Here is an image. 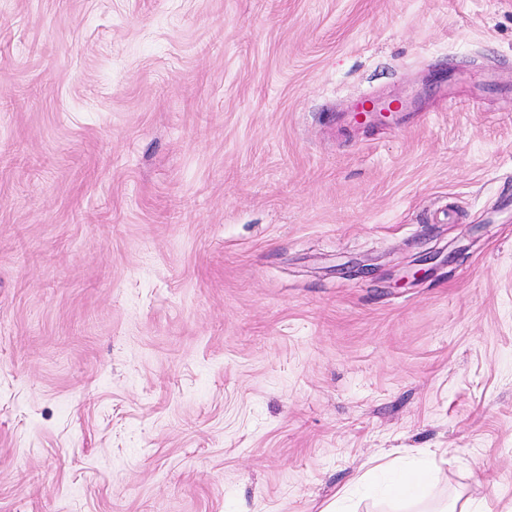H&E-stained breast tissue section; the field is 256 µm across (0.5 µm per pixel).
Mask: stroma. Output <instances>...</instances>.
I'll return each mask as SVG.
<instances>
[{
	"label": "stroma",
	"mask_w": 512,
	"mask_h": 512,
	"mask_svg": "<svg viewBox=\"0 0 512 512\" xmlns=\"http://www.w3.org/2000/svg\"><path fill=\"white\" fill-rule=\"evenodd\" d=\"M436 449L512 504V0H0V512ZM401 108H403L402 104L393 108L392 102L382 103L373 99H364L358 102L351 112H348V119L357 123L362 120H370L382 112H399Z\"/></svg>",
	"instance_id": "obj_1"
}]
</instances>
